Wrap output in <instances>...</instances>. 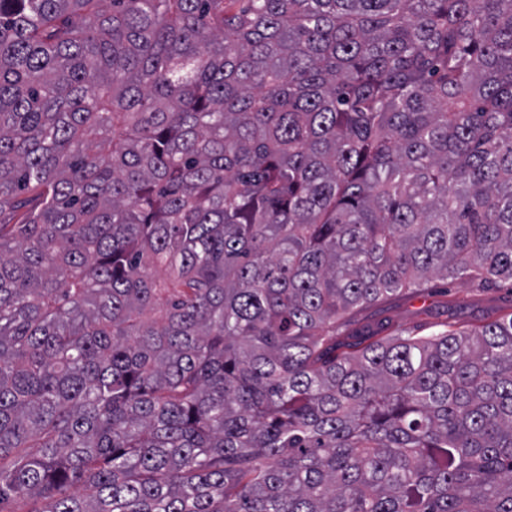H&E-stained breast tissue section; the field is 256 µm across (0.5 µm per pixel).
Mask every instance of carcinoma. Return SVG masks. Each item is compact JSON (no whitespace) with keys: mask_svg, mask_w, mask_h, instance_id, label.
I'll use <instances>...</instances> for the list:
<instances>
[{"mask_svg":"<svg viewBox=\"0 0 512 512\" xmlns=\"http://www.w3.org/2000/svg\"><path fill=\"white\" fill-rule=\"evenodd\" d=\"M226 2L0 0V505L512 512V0ZM417 293L406 292L367 307L342 327L344 334L388 322L393 328L430 332L448 321L479 324L487 318L512 312L508 283L479 287L470 281L434 280Z\"/></svg>","mask_w":512,"mask_h":512,"instance_id":"obj_1","label":"carcinoma"}]
</instances>
